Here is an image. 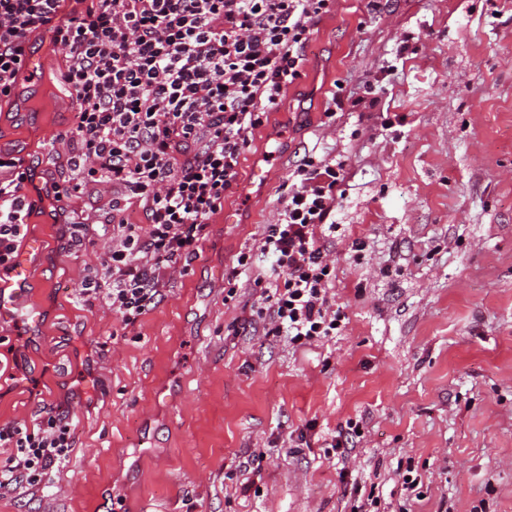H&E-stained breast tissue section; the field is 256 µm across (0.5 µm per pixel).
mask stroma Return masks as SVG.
<instances>
[{
    "label": "stroma",
    "instance_id": "1",
    "mask_svg": "<svg viewBox=\"0 0 512 512\" xmlns=\"http://www.w3.org/2000/svg\"><path fill=\"white\" fill-rule=\"evenodd\" d=\"M32 52L42 73L0 106V157L30 171L26 236L43 248L20 304L42 320L0 324V425L60 404L74 448L0 512H512V0H333L241 157L237 223L211 218L132 329L81 293L108 237L64 248L63 225L106 223L110 197L55 200L71 176L55 138L79 105L51 33ZM307 156L341 173L326 240L341 322L300 346L245 326L242 306Z\"/></svg>",
    "mask_w": 512,
    "mask_h": 512
}]
</instances>
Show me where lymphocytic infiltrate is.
<instances>
[{
    "label": "lymphocytic infiltrate",
    "mask_w": 512,
    "mask_h": 512,
    "mask_svg": "<svg viewBox=\"0 0 512 512\" xmlns=\"http://www.w3.org/2000/svg\"><path fill=\"white\" fill-rule=\"evenodd\" d=\"M64 2L0 0V99L22 74L32 36L52 32L80 105L74 126L57 137L58 156L75 177L56 193L91 184L112 197L110 242L82 293L103 299L132 328L198 256L250 134L300 77L303 51L331 0H90L68 15ZM295 175L276 222L261 234L271 272L254 284L269 335L301 344L338 326L328 297L333 262L319 231L336 207L340 173L307 162ZM27 179L21 169L0 180L6 270L25 236ZM73 446L57 407L30 427L1 425L0 447L11 454L0 468V497L24 485L39 490Z\"/></svg>",
    "instance_id": "f902f5d3"
}]
</instances>
